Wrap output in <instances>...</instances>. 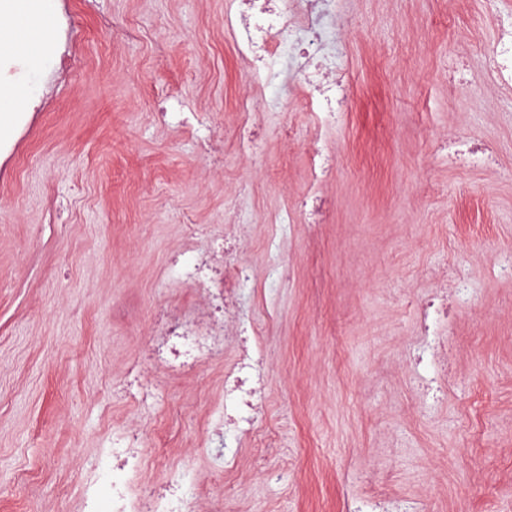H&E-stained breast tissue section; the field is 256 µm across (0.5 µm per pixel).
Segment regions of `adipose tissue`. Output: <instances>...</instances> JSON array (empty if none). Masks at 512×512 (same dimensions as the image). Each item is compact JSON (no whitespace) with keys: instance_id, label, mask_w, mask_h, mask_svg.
<instances>
[{"instance_id":"ef3b65f1","label":"adipose tissue","mask_w":512,"mask_h":512,"mask_svg":"<svg viewBox=\"0 0 512 512\" xmlns=\"http://www.w3.org/2000/svg\"><path fill=\"white\" fill-rule=\"evenodd\" d=\"M56 0H41L39 11L43 25L39 30H32L30 19V0H0V11L7 12L10 30L0 35V58L18 57L26 63L24 83L28 90H35L41 62L38 54L43 42L48 37V22L55 12Z\"/></svg>"}]
</instances>
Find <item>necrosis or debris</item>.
I'll list each match as a JSON object with an SVG mask.
<instances>
[{
    "mask_svg": "<svg viewBox=\"0 0 512 512\" xmlns=\"http://www.w3.org/2000/svg\"><path fill=\"white\" fill-rule=\"evenodd\" d=\"M345 0H231L224 24L231 31L238 53L253 70L254 92L237 115L239 149H257L251 130L258 111H277L288 104L290 85L304 93L303 109L314 126L331 131L336 125L338 101H349L350 87L341 76L342 57L336 49V21ZM223 264L205 260L193 247L175 263V280L195 288L207 299L205 310H188L160 333L157 350L161 363L183 370L189 362H218L224 358V318L243 289L255 281L251 265L238 260L234 243L222 245ZM235 363L224 372V399L213 413L216 422L207 439L211 447L208 471L233 473L242 452V437L254 447L267 441L258 421V370L253 366V343L237 340ZM139 432L114 433L104 451L100 470L81 491L80 512H223L220 500H204L203 475L183 473L164 485L151 486L152 468L142 451Z\"/></svg>",
    "mask_w": 512,
    "mask_h": 512,
    "instance_id": "4bbe7bcc",
    "label": "necrosis or debris"
}]
</instances>
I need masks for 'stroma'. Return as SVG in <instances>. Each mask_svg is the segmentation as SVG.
Listing matches in <instances>:
<instances>
[{
    "instance_id": "35a3bbf8",
    "label": "stroma",
    "mask_w": 512,
    "mask_h": 512,
    "mask_svg": "<svg viewBox=\"0 0 512 512\" xmlns=\"http://www.w3.org/2000/svg\"><path fill=\"white\" fill-rule=\"evenodd\" d=\"M225 8L58 0L81 64L41 74L29 129L0 123L16 147L0 161V512H79L113 430L165 449L156 480L206 466V402L236 350L189 377L130 368L156 311L199 300L165 274L179 250L227 237L255 271L234 323L256 325L276 444L206 495L229 512H345L377 490L412 512H512V84L489 68L512 0H346L326 224L275 221L316 135L301 95L256 113L261 151L238 153L250 69ZM167 96L195 123H159ZM472 141L490 148L474 164ZM438 290L453 334L436 391L415 302Z\"/></svg>"
}]
</instances>
